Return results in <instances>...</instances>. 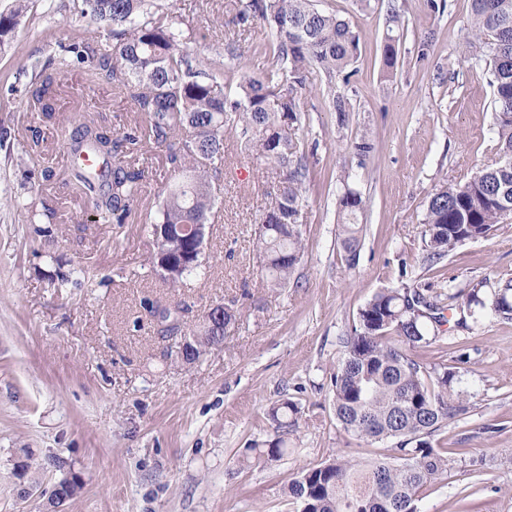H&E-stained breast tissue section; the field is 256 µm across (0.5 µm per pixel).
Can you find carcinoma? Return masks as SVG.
<instances>
[{"label":"carcinoma","instance_id":"carcinoma-1","mask_svg":"<svg viewBox=\"0 0 512 512\" xmlns=\"http://www.w3.org/2000/svg\"><path fill=\"white\" fill-rule=\"evenodd\" d=\"M22 0L0 12V48L15 34ZM83 16L98 30L112 33L105 42H75L66 55L49 59L30 89L41 116L55 114L56 78L61 71L89 62L94 76L126 91L144 120L119 134L90 114L60 126L69 156L89 154L102 166L74 168L72 177L90 206L91 222L124 224L141 199L146 169L133 157L147 147L162 152L166 187L157 208L142 217L149 236L179 224H208L214 217L215 184L224 178L225 140L231 135L254 159L279 168L281 186L262 215L266 232L258 250L265 253L266 280L288 283L302 253L303 203L309 179L301 126L302 91L354 63L360 33L349 21L320 10L314 0H237L233 23L248 27L260 20L269 30L272 61L258 78L241 76L235 91L211 76L204 62L174 32L175 20L162 0H83ZM470 38L460 47L465 59H482L493 75L496 114L495 158L479 165L464 183H446L429 195L421 235L426 260L440 263L457 244L484 238L512 218V0H471ZM397 38L388 34L383 66L398 64ZM29 238L45 236L54 209L31 199L22 204ZM366 201L344 185L338 197L340 245L348 266L360 251V222ZM446 304L406 285L377 292L357 313L332 377L333 409L344 431L370 443L396 442L391 453L373 460L338 455L305 468L288 483L287 495L300 512H418L423 493L448 472L447 446L435 437L466 410L458 372L429 369L417 355L441 339L449 322L445 311L464 306L474 324L487 317L512 319V280L498 281L485 296L473 290ZM143 308L157 323L186 324V308L150 299ZM237 314L220 301L201 316L192 337L213 343L235 324ZM295 409L286 399L270 409L276 424L271 440L244 449L242 462H272L288 453V431L296 427ZM25 461L13 475L38 487ZM83 483L72 471L42 490L45 512L74 498Z\"/></svg>","mask_w":512,"mask_h":512}]
</instances>
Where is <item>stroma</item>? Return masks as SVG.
<instances>
[{
    "label": "stroma",
    "instance_id": "35a3bbf8",
    "mask_svg": "<svg viewBox=\"0 0 512 512\" xmlns=\"http://www.w3.org/2000/svg\"><path fill=\"white\" fill-rule=\"evenodd\" d=\"M230 0H173L192 18L183 38L224 72V39L236 33L240 69L260 76L271 57L262 22L235 30ZM318 0L361 35L350 78L302 95V128L314 153L303 208V252L288 285L267 287L253 241L278 171L227 140L224 179L214 194L218 223L207 227L205 267L169 287L151 263L153 245L138 219L90 224L87 201L71 186L66 151L52 123L31 112L28 88L61 47L89 38L80 0H26L14 40L0 50V124L15 132L0 144V512H43L39 496L21 497L12 464L21 452L41 466L43 484L66 460L84 483L64 512H298L289 481L336 454L370 459L386 453L346 433L332 405L331 377L358 310L380 289L406 283L424 294L469 293L512 278V221L487 238L466 241L439 264L424 262L421 223L436 186L465 181L494 157L495 113L484 63L461 61L471 0ZM401 21L398 65L383 78L382 49L390 10ZM57 118L100 114L117 129L133 122L130 100L94 82L79 64L58 79ZM351 112L338 124L334 96ZM39 138H32V130ZM368 138L373 150L354 149ZM57 180L46 184L43 165ZM366 201L355 268L338 243L337 201L343 183ZM56 208L38 243L27 238L24 199ZM108 279L79 288L82 275ZM150 298L184 303L199 318L216 301L240 316L221 344L192 364L180 337L160 335L143 309ZM427 348L430 365L458 371L466 414L438 435L455 448L447 476L418 512H464L474 494L480 512H512V319L487 318L452 328ZM298 410L288 452L278 462H239L244 448L274 436L270 407Z\"/></svg>",
    "mask_w": 512,
    "mask_h": 512
}]
</instances>
